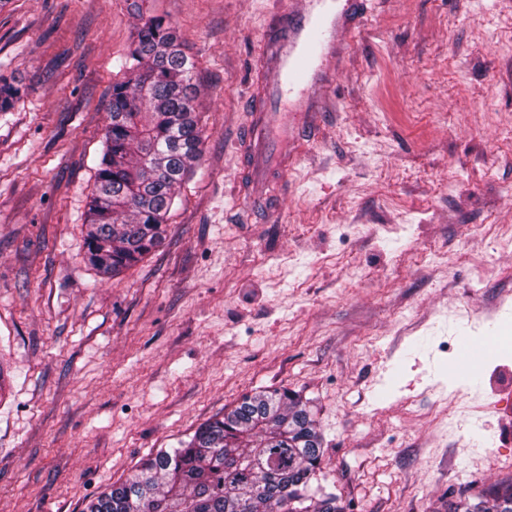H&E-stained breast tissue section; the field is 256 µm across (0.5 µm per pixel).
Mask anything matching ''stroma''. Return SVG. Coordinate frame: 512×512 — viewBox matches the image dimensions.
<instances>
[{
    "label": "stroma",
    "mask_w": 512,
    "mask_h": 512,
    "mask_svg": "<svg viewBox=\"0 0 512 512\" xmlns=\"http://www.w3.org/2000/svg\"><path fill=\"white\" fill-rule=\"evenodd\" d=\"M297 0H10L0 73V512H83L244 395L307 399L346 512L512 482V0H379L289 171L244 194L251 66ZM196 65L203 153L165 239L84 258L142 17Z\"/></svg>",
    "instance_id": "1"
}]
</instances>
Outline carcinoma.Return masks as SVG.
<instances>
[{"instance_id":"carcinoma-1","label":"carcinoma","mask_w":512,"mask_h":512,"mask_svg":"<svg viewBox=\"0 0 512 512\" xmlns=\"http://www.w3.org/2000/svg\"><path fill=\"white\" fill-rule=\"evenodd\" d=\"M194 63L173 27L149 17L112 82L109 123L90 192L85 260L115 276L166 233L176 188L202 156ZM20 89L0 77V111ZM324 454L315 413L286 388L258 391L201 424L181 447L160 449L84 512H344L318 484ZM448 512H512V485H494Z\"/></svg>"}]
</instances>
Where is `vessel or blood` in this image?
I'll use <instances>...</instances> for the list:
<instances>
[{"label":"vessel or blood","instance_id":"vessel-or-blood-1","mask_svg":"<svg viewBox=\"0 0 512 512\" xmlns=\"http://www.w3.org/2000/svg\"><path fill=\"white\" fill-rule=\"evenodd\" d=\"M365 0H303L296 10L275 16L255 61L257 81L251 95L255 111L243 150L262 156L275 129L267 103L292 105L313 123L335 81L336 35L349 26L352 11Z\"/></svg>","mask_w":512,"mask_h":512}]
</instances>
